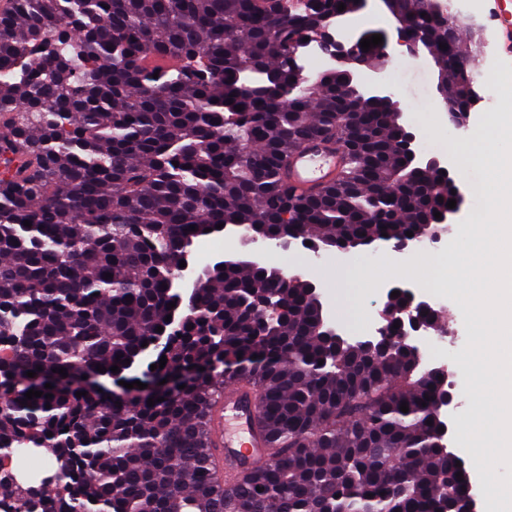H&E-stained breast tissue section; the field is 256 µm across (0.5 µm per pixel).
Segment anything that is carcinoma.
<instances>
[{"mask_svg":"<svg viewBox=\"0 0 512 512\" xmlns=\"http://www.w3.org/2000/svg\"><path fill=\"white\" fill-rule=\"evenodd\" d=\"M308 2L289 15L282 0H17L0 18V452L41 448L59 473L26 489L0 476V504L12 512L458 504L467 473L437 438L448 382L413 350L329 344L321 305L301 283L273 277V266L261 277L210 262L193 305L167 308L172 266L220 223L281 234L292 222L331 245L384 232L422 239L434 212L447 211V180L421 170L403 181L404 207L389 216L405 168L391 102H366L356 125L341 78L307 74L306 84L321 82L318 94L286 105L267 89L269 74L288 84L325 16L341 3L352 14L351 0ZM388 9L426 35L448 104L468 111L480 38L462 47V25L439 0H389ZM318 132L347 155L336 182L310 199L286 173ZM257 295L284 316L257 322ZM159 326L171 344L153 376L172 387L117 394L84 383L114 377V365L130 369ZM61 367L65 378L52 372ZM230 379L255 392L272 454L223 481L208 416ZM30 389L42 396L25 399Z\"/></svg>","mask_w":512,"mask_h":512,"instance_id":"cac0c4a2","label":"carcinoma"}]
</instances>
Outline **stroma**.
Listing matches in <instances>:
<instances>
[{"mask_svg":"<svg viewBox=\"0 0 512 512\" xmlns=\"http://www.w3.org/2000/svg\"><path fill=\"white\" fill-rule=\"evenodd\" d=\"M379 79L393 90L403 121L420 129L421 153L445 158L455 165L474 155L488 138L491 113L481 106L472 111L467 131L453 129L447 124L442 125L439 132L429 131L437 98V68L431 57L398 51L387 60ZM483 178V170L473 166L460 180L465 203L453 218L457 231H464L468 221H480L487 212L486 201L477 190ZM276 264L282 269L317 279L328 320L336 323L344 336L351 339L366 336L382 307L389 285L407 283L415 289L424 290L430 297L434 294L432 286L436 281L433 264L428 260L399 266L395 264L393 255L369 249L344 254L328 252L325 262L318 267L310 265L306 252L295 250L286 252ZM356 267L366 270L367 284L355 285L346 279V271ZM442 320L457 332L455 346L449 348L447 357L443 359L457 393L458 406L449 416L450 423L455 425L470 418L474 412L472 395L465 388L471 371L459 362L466 340L473 336L474 329L465 324L462 308L451 301L442 312Z\"/></svg>","mask_w":512,"mask_h":512,"instance_id":"1","label":"stroma"}]
</instances>
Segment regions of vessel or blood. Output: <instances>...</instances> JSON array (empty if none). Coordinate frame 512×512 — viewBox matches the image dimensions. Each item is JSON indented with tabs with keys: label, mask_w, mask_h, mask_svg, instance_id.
<instances>
[{
	"label": "vessel or blood",
	"mask_w": 512,
	"mask_h": 512,
	"mask_svg": "<svg viewBox=\"0 0 512 512\" xmlns=\"http://www.w3.org/2000/svg\"><path fill=\"white\" fill-rule=\"evenodd\" d=\"M500 22L499 47L512 56V0H493ZM343 153L331 144L301 148L288 165V183L308 191L332 182L343 165ZM255 408L250 388L239 381L225 384L222 396L210 413L215 453L224 476H231L241 464L258 465L270 455L252 429Z\"/></svg>",
	"instance_id": "obj_1"
}]
</instances>
